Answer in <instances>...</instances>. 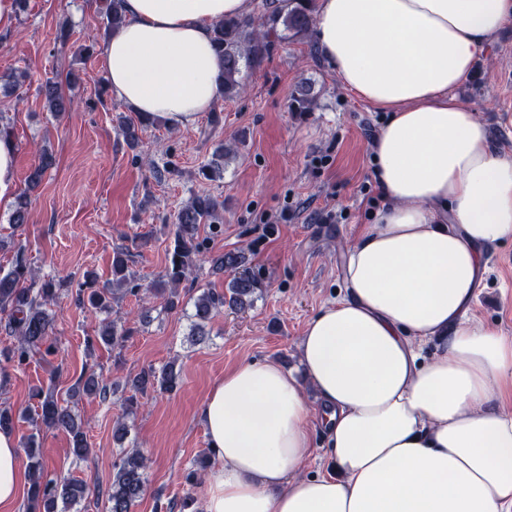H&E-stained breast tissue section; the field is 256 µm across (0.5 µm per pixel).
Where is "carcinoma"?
<instances>
[{"instance_id": "cac0c4a2", "label": "carcinoma", "mask_w": 512, "mask_h": 512, "mask_svg": "<svg viewBox=\"0 0 512 512\" xmlns=\"http://www.w3.org/2000/svg\"><path fill=\"white\" fill-rule=\"evenodd\" d=\"M265 13L261 22L252 18L229 16L218 21L212 30V42L216 52L224 59V97L231 99L243 90L241 73L245 68H258L267 62L276 43L292 35H307L312 30L314 0H286L284 5L263 4ZM101 14L107 30L112 31L125 23L122 0H105ZM44 106L50 112H67L71 102L67 99L56 81L46 82L40 89ZM314 103L313 88L300 85L291 98V110L309 112ZM152 124L148 116H141L138 123L126 119L120 121L119 128L127 142H138V130ZM54 159L42 153L38 163L31 169L27 182L33 189L39 185L44 173L52 167ZM28 194L19 195L16 207L11 214L10 223L17 226L27 222ZM219 203L209 195H196L177 214L174 231V246L169 253L168 262L159 281V286L149 289L155 297H162L165 305L174 309L178 306L176 288L188 280L193 266V258L205 249L199 239V225L216 218ZM246 256L242 251L227 252L213 261V267L219 271L237 269L245 264ZM133 282L127 253L119 249L112 257V286L114 289L96 287L95 278L89 274L83 286L75 293L76 301L89 303L93 308L109 310L118 300V287L123 292L133 293L136 288H127ZM261 285L255 276L244 271L229 282L228 293L213 291L201 293L193 303L191 340L199 341L205 335V324L213 313L223 306L235 311H245L253 307L256 294ZM61 283L52 278H38L34 270L27 265L23 252H17L13 268L6 274H0V310L10 311L8 328L16 336L17 342L11 347L0 350V359L17 368L27 365L30 357L40 351L53 331L54 319L48 305L54 303L60 294ZM133 336L131 328L122 327L112 321L102 325L94 341L107 346H119ZM179 381L175 365L169 364L160 371L149 369L139 373L131 380V388L144 394L148 390L173 392ZM73 391L87 396L106 397L107 390L90 373L79 378ZM38 419L47 429L64 430L70 437L71 452L74 457L83 459L90 453L82 423L72 410L62 405L54 392L37 393ZM36 435L26 441L29 460L30 487L27 492L26 512H69L80 503L86 493V484L70 478L51 477L38 451ZM146 458L138 451L126 453L114 465L112 486L108 493L109 512H131L140 498L144 484Z\"/></svg>"}]
</instances>
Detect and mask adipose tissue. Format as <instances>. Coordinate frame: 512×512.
Returning <instances> with one entry per match:
<instances>
[{"label": "adipose tissue", "instance_id": "1", "mask_svg": "<svg viewBox=\"0 0 512 512\" xmlns=\"http://www.w3.org/2000/svg\"><path fill=\"white\" fill-rule=\"evenodd\" d=\"M251 9L123 0L101 47L113 95L193 123L223 93L213 25ZM509 23L512 0H317L322 56L388 114L371 148L382 207L346 249L342 296L306 324L302 374L247 360L207 392L202 512H512V338L470 314L488 252L512 241V156L453 94ZM318 422L327 464L307 475ZM24 487L0 430V512Z\"/></svg>", "mask_w": 512, "mask_h": 512}]
</instances>
